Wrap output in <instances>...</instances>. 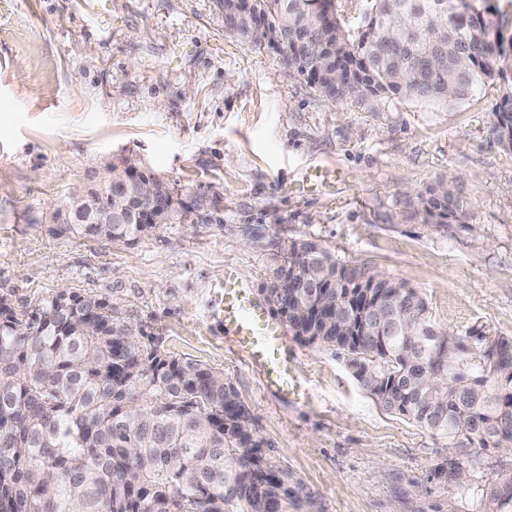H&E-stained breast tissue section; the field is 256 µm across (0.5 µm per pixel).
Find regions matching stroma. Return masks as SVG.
Listing matches in <instances>:
<instances>
[{
    "label": "stroma",
    "mask_w": 512,
    "mask_h": 512,
    "mask_svg": "<svg viewBox=\"0 0 512 512\" xmlns=\"http://www.w3.org/2000/svg\"><path fill=\"white\" fill-rule=\"evenodd\" d=\"M0 0V297L24 313L66 291L106 298L144 345L223 374L316 512H470L433 478L456 456L476 486L512 477V447L433 436L384 411L345 355L291 342L306 400L266 390L207 315L233 268L256 298L291 240L418 289L434 324L512 339V153L494 84L455 107L367 112L289 75L281 52L229 32L217 0ZM119 158L164 179L176 219L132 244L51 215ZM320 166L312 187L301 174ZM447 183L465 213L438 226L418 197Z\"/></svg>",
    "instance_id": "stroma-1"
}]
</instances>
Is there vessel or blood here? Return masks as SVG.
<instances>
[{"instance_id": "1", "label": "vessel or blood", "mask_w": 512, "mask_h": 512, "mask_svg": "<svg viewBox=\"0 0 512 512\" xmlns=\"http://www.w3.org/2000/svg\"><path fill=\"white\" fill-rule=\"evenodd\" d=\"M212 294L220 317L232 337L234 353L261 375L268 388L298 395L301 385L292 377L284 326L257 301L236 271H226Z\"/></svg>"}]
</instances>
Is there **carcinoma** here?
<instances>
[{
	"label": "carcinoma",
	"mask_w": 512,
	"mask_h": 512,
	"mask_svg": "<svg viewBox=\"0 0 512 512\" xmlns=\"http://www.w3.org/2000/svg\"><path fill=\"white\" fill-rule=\"evenodd\" d=\"M226 27L280 44L288 67L324 98L370 112L411 102L445 109L477 83L503 87L497 143L512 152V53L489 0H370L347 29L335 0H219ZM112 184L73 201L55 220L73 233L133 241L138 205ZM426 224H460L446 185L419 197ZM112 213L125 219L104 224ZM365 280L386 304L360 307ZM267 300L294 340L345 350L362 388L386 411L435 435L482 448L512 444V340L441 332L421 294L367 275L320 245L292 241ZM223 374L142 345L112 303L65 291L19 317L0 299V506L8 512H299L288 476ZM458 458L438 479L468 492ZM475 512H512V478L475 495Z\"/></svg>",
	"instance_id": "cac0c4a2"
}]
</instances>
